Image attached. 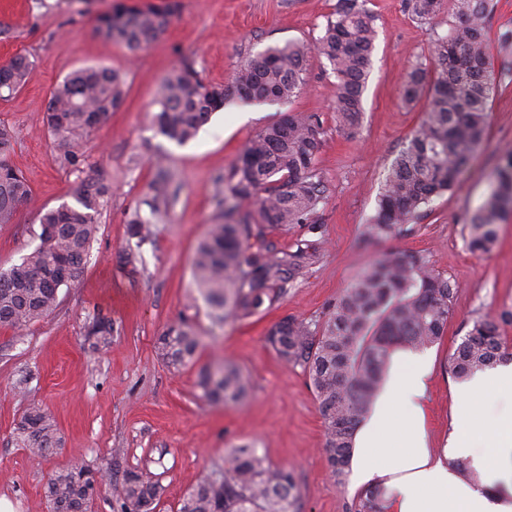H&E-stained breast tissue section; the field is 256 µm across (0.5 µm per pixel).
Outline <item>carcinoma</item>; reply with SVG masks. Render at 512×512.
<instances>
[{
  "label": "carcinoma",
  "mask_w": 512,
  "mask_h": 512,
  "mask_svg": "<svg viewBox=\"0 0 512 512\" xmlns=\"http://www.w3.org/2000/svg\"><path fill=\"white\" fill-rule=\"evenodd\" d=\"M411 12L430 20L444 0H407ZM490 0H454L456 21L436 40V77L416 65L407 73L404 97L426 93L419 126L390 164L376 213L364 236L393 239L405 225L444 193L459 177L484 139L493 83L484 54ZM179 8L129 6L118 2L98 18V33L131 52L163 34ZM375 46V30L355 0L327 20L313 44L286 42L247 59L233 89L206 83L190 64L173 69L162 81L151 121L156 134L183 145L195 137L235 93L247 101H289L307 85V61L325 59L336 77L332 111L336 124L357 127ZM33 64L17 54L0 65V100L27 85ZM125 79L107 67L79 69L52 90L43 121L50 137L64 148V161L75 171L86 162L83 135L124 102ZM13 129L0 122V223L11 221L32 197V189L11 162ZM324 146L316 115L291 112L260 131L225 172L214 178L219 223L209 225L192 263V279L208 315L218 325L261 315L280 304L318 258V246L300 237L289 248L270 239L275 231L296 226L320 229L318 212L325 186L317 167ZM147 196L128 214L130 237L141 248L178 200L180 186L167 156L159 152ZM111 198L102 176L82 183L75 204L38 213L40 245L21 263L0 270V326L21 330L56 311L59 292L84 274L98 217ZM512 212V151L501 158L482 205L469 219L468 246L487 252L497 225ZM456 284L436 272L426 255L391 250L373 261L356 282L328 304L316 320L284 317L267 330L265 343L283 362L300 367L313 389L322 416L324 451L337 483H345L353 459L354 437L383 388L392 355L420 350L441 341L451 313ZM196 297V298H198ZM196 298H190L194 307ZM112 321L95 317L86 326L92 348L108 346ZM193 320L182 316L167 324L156 340V353L176 371L192 364L201 347ZM453 376L465 381L478 372L512 363V347L485 318L471 328L448 358ZM197 388L212 403L235 404L251 389L239 366L223 362L200 370ZM17 447L45 458L60 446L53 419L39 407L27 409L15 423ZM475 488L485 490L480 471L451 462ZM111 469L68 466L55 471L45 486L52 512H88L103 484L114 488L118 512H159L165 489L160 480L127 468L121 481ZM394 494L381 483L366 488L354 512H388ZM294 476L272 466L253 444L231 448L228 462L214 467L180 500L178 512H298Z\"/></svg>",
  "instance_id": "carcinoma-1"
}]
</instances>
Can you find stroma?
<instances>
[{
	"instance_id": "35a3bbf8",
	"label": "stroma",
	"mask_w": 512,
	"mask_h": 512,
	"mask_svg": "<svg viewBox=\"0 0 512 512\" xmlns=\"http://www.w3.org/2000/svg\"><path fill=\"white\" fill-rule=\"evenodd\" d=\"M69 2L45 0L40 8L35 0H0V21L14 33L0 41V64L21 53L34 67L20 92L0 100V121L15 130L12 164L32 188L31 202L0 224V268L20 263L39 246V210L74 204L82 181L107 178L112 197L98 218L84 275L62 289L58 309L23 330L0 327V498L13 512H50L44 488L54 471L111 463L119 473L137 467L156 475L165 487L161 512H177L184 493L224 463L228 448L253 443L271 463L292 471L299 512H351L369 482L353 472L346 483L336 482L326 463L313 390L300 367L285 364L267 347L265 332L286 316H321L368 264L393 249L425 253L458 285L442 340L417 352L397 351L389 369L399 375L415 359L427 361L420 428L431 457L451 462L449 439L463 384L449 370V355L478 317L494 321L512 346V217L499 224L490 252L474 254L467 246L468 219L483 203L503 153L512 150V46L502 43L503 33L512 31V0H492L484 50L496 92L485 139L458 188L424 208L413 232L372 241L364 239L363 227L376 210L391 161L426 105L422 98L405 101L407 68L418 61L431 64L433 38L455 20L452 5L422 21L405 0H363L377 38L364 111L354 130L337 126L331 110L336 79L326 60L314 56L299 96L285 103L230 101L180 146L157 136L150 122L159 85L172 69L188 62L205 82L232 86L250 56L318 37L342 0H180L168 30L135 53L96 30L97 16L115 0H91L83 14ZM90 66L124 73L127 94L87 134V163L78 172L63 162V149L48 136L42 116L53 86ZM290 112H316L323 122L322 255L265 315L220 328L199 311L203 346L196 362L169 370L155 343L190 300L195 249L217 215L213 178L228 170L258 132ZM159 151L169 154L181 193L155 225L151 243L129 262L127 216L148 191L154 177L150 158ZM96 316L112 319L117 328L111 344L100 350L85 339V327ZM224 360L251 378V394L241 404L208 403L195 386L202 365ZM35 405L55 421L62 439L39 463L13 442L16 421ZM116 448L125 451L117 461Z\"/></svg>"
}]
</instances>
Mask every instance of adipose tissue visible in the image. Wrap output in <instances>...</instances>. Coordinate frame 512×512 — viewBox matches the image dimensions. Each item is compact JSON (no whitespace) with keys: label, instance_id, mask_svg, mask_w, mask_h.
<instances>
[{"label":"adipose tissue","instance_id":"adipose-tissue-1","mask_svg":"<svg viewBox=\"0 0 512 512\" xmlns=\"http://www.w3.org/2000/svg\"><path fill=\"white\" fill-rule=\"evenodd\" d=\"M425 375L424 362H417L384 392L359 438L361 475H396L398 512H512V506L462 483L432 460L417 428ZM507 390L512 391V367L477 374L462 390L457 407L454 454L471 459L490 484L512 480V409L489 423L478 415L476 404L490 392Z\"/></svg>","mask_w":512,"mask_h":512}]
</instances>
